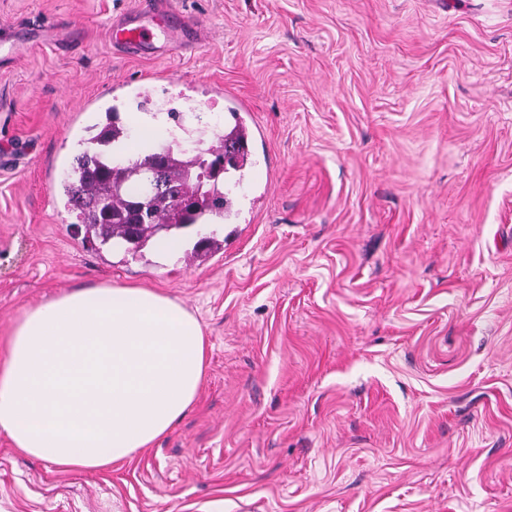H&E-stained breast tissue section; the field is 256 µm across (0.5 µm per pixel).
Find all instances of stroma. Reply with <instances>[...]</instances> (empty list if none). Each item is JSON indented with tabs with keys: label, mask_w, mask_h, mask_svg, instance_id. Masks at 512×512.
<instances>
[{
	"label": "stroma",
	"mask_w": 512,
	"mask_h": 512,
	"mask_svg": "<svg viewBox=\"0 0 512 512\" xmlns=\"http://www.w3.org/2000/svg\"><path fill=\"white\" fill-rule=\"evenodd\" d=\"M138 0H0L70 32L0 62V341L92 285L202 325L206 376L156 445L64 471L0 434V512H512V0H177L210 40L113 54ZM252 164L221 250L85 243L60 184L104 121L233 105Z\"/></svg>",
	"instance_id": "35a3bbf8"
}]
</instances>
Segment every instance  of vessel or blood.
I'll list each match as a JSON object with an SVG mask.
<instances>
[{
    "label": "vessel or blood",
    "mask_w": 512,
    "mask_h": 512,
    "mask_svg": "<svg viewBox=\"0 0 512 512\" xmlns=\"http://www.w3.org/2000/svg\"><path fill=\"white\" fill-rule=\"evenodd\" d=\"M173 16L163 0H139L138 7L128 17L113 22L105 37L112 48L127 55H142L157 44L169 43L175 30L167 24Z\"/></svg>",
    "instance_id": "b4317fda"
}]
</instances>
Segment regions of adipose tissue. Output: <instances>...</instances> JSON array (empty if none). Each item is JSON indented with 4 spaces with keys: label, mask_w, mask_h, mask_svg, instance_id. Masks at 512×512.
I'll use <instances>...</instances> for the list:
<instances>
[{
    "label": "adipose tissue",
    "mask_w": 512,
    "mask_h": 512,
    "mask_svg": "<svg viewBox=\"0 0 512 512\" xmlns=\"http://www.w3.org/2000/svg\"><path fill=\"white\" fill-rule=\"evenodd\" d=\"M205 361L199 321L168 295L73 289L25 312L0 345V433L64 470L110 468L172 431Z\"/></svg>",
    "instance_id": "adipose-tissue-1"
}]
</instances>
